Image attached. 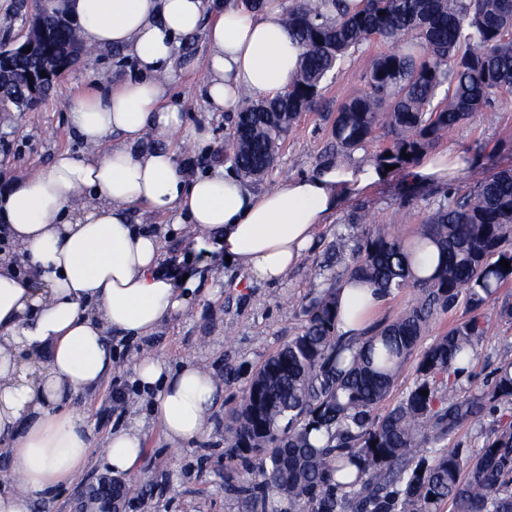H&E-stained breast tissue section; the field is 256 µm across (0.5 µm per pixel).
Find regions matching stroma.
<instances>
[{"instance_id":"1","label":"stroma","mask_w":512,"mask_h":512,"mask_svg":"<svg viewBox=\"0 0 512 512\" xmlns=\"http://www.w3.org/2000/svg\"><path fill=\"white\" fill-rule=\"evenodd\" d=\"M384 50V45L374 41L348 55L341 73L324 82L318 106L301 115L282 144L271 173L263 181L251 182L253 191L275 189L327 164L374 159L390 144V136L380 131L368 149L346 153L336 151L332 137L337 106L363 90L366 70ZM206 51L200 33L176 47L166 99L179 109L185 126H209V148L199 150L187 143L178 153L181 162L201 174L224 167V142L232 119L231 114L209 111L200 94ZM136 74L134 59L123 50L86 46L30 110L0 112V187L47 168L61 151L86 154L87 146L68 125L69 98ZM436 147L451 150L463 163L458 179L448 187H427L409 197L403 170H393L390 180L350 200L319 225L300 263L280 283L250 280L240 267L220 259L193 264L195 290L183 310L165 320L151 336L113 339L111 375L80 402L94 431L95 448H102L113 429L136 425L143 431V456L135 470L122 478L133 488L123 512H246L243 502L225 490L226 415L268 356L300 332L304 320L301 308L322 288L337 236L360 235V228L352 226L351 219L367 211L375 219L370 232L416 238L423 230L429 203L464 191L473 170L512 168V93H503L492 108L458 125ZM131 221L159 234L163 258L182 257L198 247L197 235L188 226L167 225L165 218L145 208H134ZM485 311L492 329L479 344L467 372L457 376L455 395L488 388L502 356L512 355V285L502 288ZM145 354L174 367L184 360H195L219 379L224 376L225 364L238 367L236 379L225 384L209 428L200 439L181 448L166 441L151 412L155 391L140 389L134 381L133 365ZM116 387L126 393L123 403H113L110 398ZM102 475L98 466L86 468L45 504L43 512H87L88 491Z\"/></svg>"}]
</instances>
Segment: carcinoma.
<instances>
[{
  "instance_id": "cac0c4a2",
  "label": "carcinoma",
  "mask_w": 512,
  "mask_h": 512,
  "mask_svg": "<svg viewBox=\"0 0 512 512\" xmlns=\"http://www.w3.org/2000/svg\"><path fill=\"white\" fill-rule=\"evenodd\" d=\"M302 48L288 96L243 98L226 158L243 178L261 181L302 113L313 108L347 54L372 40L388 44L364 89L336 109L332 129L344 152L388 129L392 146L376 162L403 167L453 127L512 91V0H293L285 11ZM80 45L71 25L54 33L61 50ZM23 59L0 88L22 112L33 103ZM409 158H404V155ZM420 237L406 242L363 234L343 271L302 306L304 324L253 373L231 412L229 466L251 471L227 483L247 512H512V427L479 450L448 447L473 417L512 404V357L500 359L490 389L449 400L437 381L465 372L490 319L482 308L512 282V169L479 174L453 199L429 203ZM358 279L385 297L411 288L412 305L361 336L338 333V283ZM464 301L473 315L422 354L409 391L378 414L394 380L440 310ZM426 391L423 396L420 391Z\"/></svg>"
}]
</instances>
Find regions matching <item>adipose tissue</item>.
<instances>
[{
	"label": "adipose tissue",
	"mask_w": 512,
	"mask_h": 512,
	"mask_svg": "<svg viewBox=\"0 0 512 512\" xmlns=\"http://www.w3.org/2000/svg\"><path fill=\"white\" fill-rule=\"evenodd\" d=\"M68 8L87 46L125 50L141 77L70 100L69 125L87 156L58 153L47 169L0 189V236L11 244L0 252V449L11 470L0 512H34L85 470L93 436L73 402L111 374L113 335H151L186 305L188 289L159 274L160 238L132 224L133 207L188 217L250 277L276 284L319 224L388 176L373 161L338 164L254 193L224 170L194 175L178 163L168 143L174 132L201 147L211 134L205 125L184 127L164 103L175 47L203 33L202 94L211 111L236 112L245 94L273 97L292 82L301 54L281 0H266L257 13L226 5L208 25V0H68ZM458 168L456 156L432 153L409 178L441 185ZM338 298V329L349 336L383 302L377 288L352 280ZM134 372L140 387L156 390L152 413L172 445L205 433L222 393L213 374L148 355ZM143 451L141 431L123 427L107 436L99 464L118 477Z\"/></svg>",
	"instance_id": "obj_1"
}]
</instances>
